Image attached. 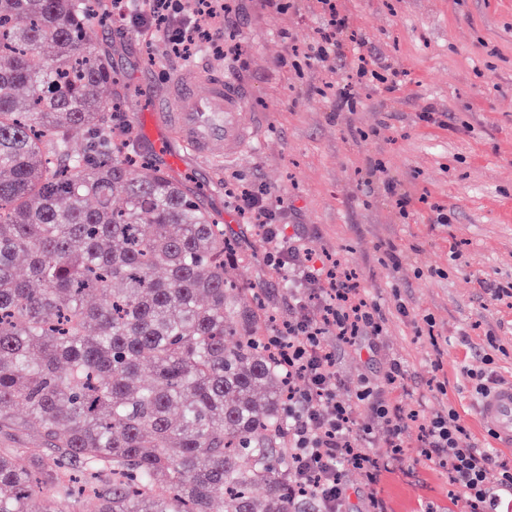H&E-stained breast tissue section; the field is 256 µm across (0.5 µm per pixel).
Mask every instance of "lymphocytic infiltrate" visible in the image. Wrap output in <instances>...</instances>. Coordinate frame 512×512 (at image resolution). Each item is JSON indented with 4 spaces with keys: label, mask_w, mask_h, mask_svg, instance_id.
I'll return each mask as SVG.
<instances>
[{
    "label": "lymphocytic infiltrate",
    "mask_w": 512,
    "mask_h": 512,
    "mask_svg": "<svg viewBox=\"0 0 512 512\" xmlns=\"http://www.w3.org/2000/svg\"><path fill=\"white\" fill-rule=\"evenodd\" d=\"M133 17L159 28L169 53L185 59L198 42L210 41L213 30L231 23L224 0H143ZM233 197L238 211L258 222L266 243L262 263L289 270L288 299L293 311L271 336L270 347L292 382L288 396L291 479L305 491L316 512H387L384 500L373 491L360 508H353L344 473L353 468L369 483H376L384 459L403 455L401 435L418 413L386 404L379 387L366 377L359 381L356 407L338 401L336 358L325 342L330 329L346 342L380 335L381 310L377 303L358 296L337 272L314 267L311 250L302 241L285 242L262 188L243 186ZM376 422L386 433V449L380 456L368 450ZM421 430L425 461L447 469L474 512H498L501 493L512 490V463L473 442L456 411L423 421ZM493 469L499 478L492 487L488 473Z\"/></svg>",
    "instance_id": "1"
}]
</instances>
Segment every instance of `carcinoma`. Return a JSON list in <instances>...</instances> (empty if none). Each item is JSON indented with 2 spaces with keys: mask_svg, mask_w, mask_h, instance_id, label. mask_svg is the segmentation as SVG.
<instances>
[{
  "mask_svg": "<svg viewBox=\"0 0 512 512\" xmlns=\"http://www.w3.org/2000/svg\"><path fill=\"white\" fill-rule=\"evenodd\" d=\"M93 17L0 0V426L22 404L41 440L0 454V512L71 468L97 484L87 512H302L265 307L224 279V225L108 123Z\"/></svg>",
  "mask_w": 512,
  "mask_h": 512,
  "instance_id": "carcinoma-1",
  "label": "carcinoma"
}]
</instances>
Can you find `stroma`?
I'll list each match as a JSON object with an SVG mask.
<instances>
[{
	"mask_svg": "<svg viewBox=\"0 0 512 512\" xmlns=\"http://www.w3.org/2000/svg\"><path fill=\"white\" fill-rule=\"evenodd\" d=\"M358 43L344 55L311 57L324 23L319 0H234L236 25L224 34L239 53L210 51L183 60L169 54L160 31L134 23L99 27L94 48L109 53L128 88L122 109L139 152L164 168L145 141L140 79L163 94L193 66L220 73L246 95L263 126L248 150L207 159L182 152L173 175L203 202L234 244L226 273L260 295L276 321L288 317L285 271L264 267L258 227L229 195L264 186L284 238H304L315 266L341 263L362 295L386 315L381 336L348 343L329 337L340 383L336 395L355 405L358 382L384 383L392 361L405 376L386 397L425 414L455 409L472 437L512 461V445L494 441L478 420L476 383L467 371L493 372L512 383V0H336ZM378 72L406 74L399 89L359 77L357 55ZM353 108L336 107L345 85ZM442 114L444 125L421 120ZM381 162L383 169L372 172ZM408 195L406 208L396 204ZM445 223H438V216ZM422 433L409 422L405 455L382 473L389 512H472L445 470L419 455Z\"/></svg>",
	"mask_w": 512,
	"mask_h": 512,
	"instance_id": "obj_1",
	"label": "stroma"
}]
</instances>
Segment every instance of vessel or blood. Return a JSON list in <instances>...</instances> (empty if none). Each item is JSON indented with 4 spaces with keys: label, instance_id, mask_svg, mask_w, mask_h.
<instances>
[{
    "label": "vessel or blood",
    "instance_id": "b4317fda",
    "mask_svg": "<svg viewBox=\"0 0 512 512\" xmlns=\"http://www.w3.org/2000/svg\"><path fill=\"white\" fill-rule=\"evenodd\" d=\"M143 95L146 136L173 167L180 166L181 159L168 154L169 137L178 138L184 148L205 158L216 144L223 145L225 154H238L258 132L245 112L243 94L220 75H202L187 68L175 77L167 94L157 96L147 88ZM478 412L486 429L512 443L511 384L481 396Z\"/></svg>",
    "mask_w": 512,
    "mask_h": 512
}]
</instances>
